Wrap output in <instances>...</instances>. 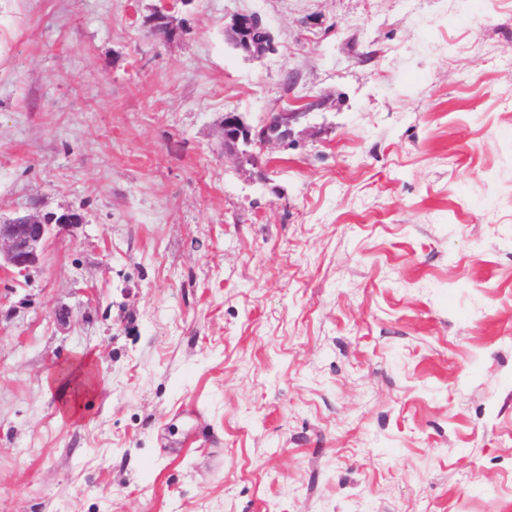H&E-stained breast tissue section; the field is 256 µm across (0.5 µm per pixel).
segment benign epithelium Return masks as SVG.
Here are the masks:
<instances>
[{
	"label": "benign epithelium",
	"instance_id": "obj_1",
	"mask_svg": "<svg viewBox=\"0 0 512 512\" xmlns=\"http://www.w3.org/2000/svg\"><path fill=\"white\" fill-rule=\"evenodd\" d=\"M260 18L255 14H240L235 16L231 23L225 26L227 38H240ZM302 113L281 110L268 115L266 123L274 125L270 134L254 140L256 128L247 124L243 117L236 112L224 113V145L236 150L237 158L253 160L254 153L239 152L238 146L246 147L256 145L262 147L269 142L284 141L291 133L292 126L298 122ZM52 225L46 223L44 218L29 216L27 220L19 223L12 219L0 223V261L12 268L17 274L24 275L35 267L46 248L51 235Z\"/></svg>",
	"mask_w": 512,
	"mask_h": 512
}]
</instances>
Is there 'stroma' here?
Segmentation results:
<instances>
[{
    "instance_id": "obj_1",
    "label": "stroma",
    "mask_w": 512,
    "mask_h": 512,
    "mask_svg": "<svg viewBox=\"0 0 512 512\" xmlns=\"http://www.w3.org/2000/svg\"><path fill=\"white\" fill-rule=\"evenodd\" d=\"M158 4L0 0V512H512V0ZM301 116V113L288 112V110L270 113L264 124H273L274 129L267 136L256 140V146L263 147L269 142L286 140L291 133L292 126L298 122ZM257 128L247 124L243 117L236 112H226L224 115V146L231 147L235 150L238 159L243 158L248 161H254V153L244 150H238L239 144L243 146H252L254 135ZM23 217H16L3 224L0 222V265L3 260L19 275L26 274L39 263L53 226L64 228L72 225L64 220L58 224H47L43 216L34 215H29L24 222H17V219Z\"/></svg>"
}]
</instances>
